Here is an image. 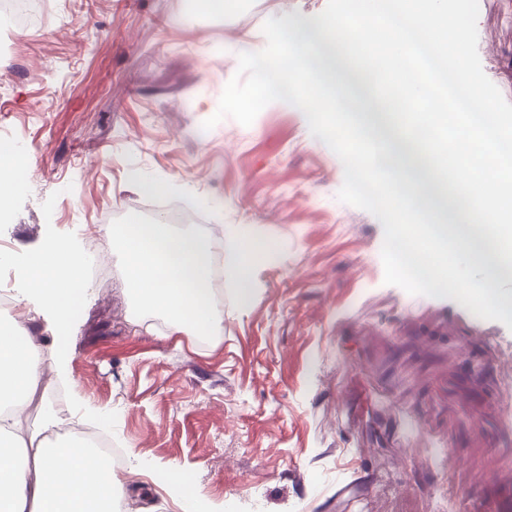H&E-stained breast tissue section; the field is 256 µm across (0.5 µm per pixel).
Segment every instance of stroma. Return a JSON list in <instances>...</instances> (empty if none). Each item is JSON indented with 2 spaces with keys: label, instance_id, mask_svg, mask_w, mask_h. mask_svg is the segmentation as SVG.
Returning <instances> with one entry per match:
<instances>
[{
  "label": "stroma",
  "instance_id": "35a3bbf8",
  "mask_svg": "<svg viewBox=\"0 0 512 512\" xmlns=\"http://www.w3.org/2000/svg\"><path fill=\"white\" fill-rule=\"evenodd\" d=\"M327 2L35 0L20 32L0 26V143H22L37 175L0 215L9 254L142 220L140 179L204 212L189 230L224 255L221 335L170 334L136 304L116 250V279L64 333L48 312L28 323L44 360L30 423L59 401L111 415L129 512H181L159 479L169 468L214 512H512V330L385 284L383 227L339 200L343 163L298 107L202 128L239 54L264 49V22L311 27ZM477 31L482 69L512 103V0H479ZM336 65L386 141L367 80ZM252 243L276 252L243 293Z\"/></svg>",
  "mask_w": 512,
  "mask_h": 512
}]
</instances>
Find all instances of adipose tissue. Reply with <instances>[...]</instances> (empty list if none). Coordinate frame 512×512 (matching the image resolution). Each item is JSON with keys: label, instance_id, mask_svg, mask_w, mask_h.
Here are the masks:
<instances>
[{"label": "adipose tissue", "instance_id": "adipose-tissue-1", "mask_svg": "<svg viewBox=\"0 0 512 512\" xmlns=\"http://www.w3.org/2000/svg\"><path fill=\"white\" fill-rule=\"evenodd\" d=\"M107 235L121 245L125 278L151 314L176 333L218 335L224 317L208 282V242L161 221L113 224ZM84 267L83 251L69 239H49L27 255L30 296L53 310L56 323L64 322ZM40 376L39 344L27 325L1 322L0 512H124L123 486L105 455L76 436L42 440L62 422L56 410L41 408L38 431L23 429L20 408L32 403Z\"/></svg>", "mask_w": 512, "mask_h": 512}]
</instances>
